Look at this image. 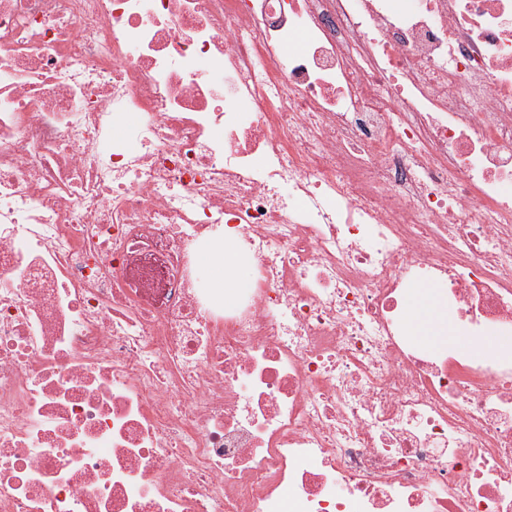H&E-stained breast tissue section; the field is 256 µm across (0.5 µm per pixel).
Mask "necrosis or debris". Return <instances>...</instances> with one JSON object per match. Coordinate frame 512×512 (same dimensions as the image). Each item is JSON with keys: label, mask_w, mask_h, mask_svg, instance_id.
I'll return each instance as SVG.
<instances>
[{"label": "necrosis or debris", "mask_w": 512, "mask_h": 512, "mask_svg": "<svg viewBox=\"0 0 512 512\" xmlns=\"http://www.w3.org/2000/svg\"><path fill=\"white\" fill-rule=\"evenodd\" d=\"M492 332L512 0H0V512H512ZM203 270L210 275L212 288L222 290L225 299H231L234 288H239L245 266L238 264L229 243H225L213 254L203 259ZM424 288H417L411 304L415 308L414 333L430 344L446 341L448 336V306L432 294H422Z\"/></svg>", "instance_id": "1"}]
</instances>
